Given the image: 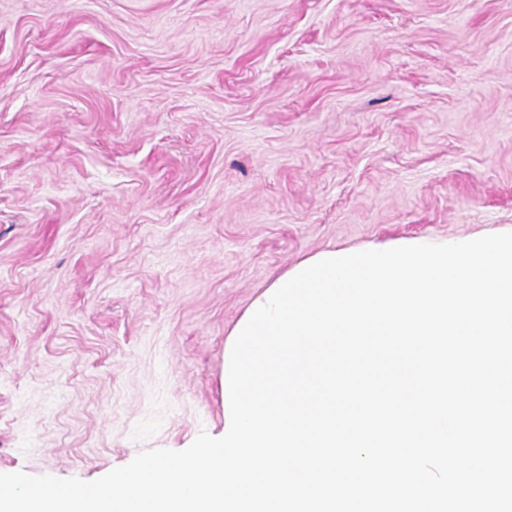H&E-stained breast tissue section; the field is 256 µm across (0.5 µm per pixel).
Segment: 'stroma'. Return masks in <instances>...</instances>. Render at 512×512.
<instances>
[{
    "mask_svg": "<svg viewBox=\"0 0 512 512\" xmlns=\"http://www.w3.org/2000/svg\"><path fill=\"white\" fill-rule=\"evenodd\" d=\"M512 232V0H0V473L224 431L323 250Z\"/></svg>",
    "mask_w": 512,
    "mask_h": 512,
    "instance_id": "35a3bbf8",
    "label": "stroma"
}]
</instances>
